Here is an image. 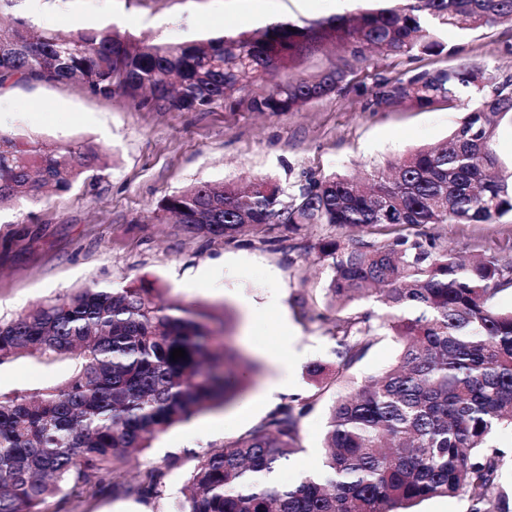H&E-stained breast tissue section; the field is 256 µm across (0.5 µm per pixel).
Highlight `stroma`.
Returning <instances> with one entry per match:
<instances>
[{"label":"stroma","mask_w":512,"mask_h":512,"mask_svg":"<svg viewBox=\"0 0 512 512\" xmlns=\"http://www.w3.org/2000/svg\"><path fill=\"white\" fill-rule=\"evenodd\" d=\"M374 0H0V22L25 21L37 30L70 34L109 28L157 43L199 42L252 31L275 22L303 23L347 16ZM440 38L459 57L512 74V24L485 31L443 29ZM323 53L298 60L264 81L203 112L158 111L129 99L88 95L75 84H20L0 92V133L45 146L91 142L104 148L95 179L38 201L0 207V318L28 312L46 299L96 286L120 287L145 278L165 301L209 307L225 318L221 343L258 364L255 383L226 408L192 417L159 435L124 466L127 480L161 467L166 490L145 504L100 496L70 503L68 512H174L185 481L203 453L235 440L271 412L264 394L277 371L268 357L286 328L296 332L298 358L289 383L314 394L309 364L336 361L330 335L336 310L325 299L329 271L314 249L326 229L312 226L280 240L279 230L246 229L237 241L187 235L156 218L159 202L200 183L247 185L263 177L288 186L302 173L367 174L416 148L445 140L462 106L366 110L363 92L377 82L410 75L422 65L397 57L361 64L341 95L299 112H254L253 97L298 75L318 74ZM428 232L470 258L512 247V217L497 224H442ZM312 295L301 316L296 301ZM76 360L21 358L0 366V393L60 383ZM335 389H328L301 420L300 451L277 474L295 483L320 460Z\"/></svg>","instance_id":"35a3bbf8"}]
</instances>
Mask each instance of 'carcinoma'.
Listing matches in <instances>:
<instances>
[{"instance_id": "cac0c4a2", "label": "carcinoma", "mask_w": 512, "mask_h": 512, "mask_svg": "<svg viewBox=\"0 0 512 512\" xmlns=\"http://www.w3.org/2000/svg\"><path fill=\"white\" fill-rule=\"evenodd\" d=\"M512 21V0H401L353 18L273 23L192 43L133 40L108 29L70 37L33 34L23 22L0 25V90L30 79L79 85L87 94L125 96L138 106L201 112L268 72L323 48L336 62L250 101L254 112H300L345 90L373 56L410 61L446 55L436 28L490 29ZM470 105L448 139L374 170L368 181L334 173L307 177L287 193L259 178L242 191L208 183L158 206L189 234L235 240L247 226L294 234L327 224L361 235L321 239L326 296L342 312L357 296L381 292L385 312L336 317V367L308 366L319 384L339 382L381 336L398 345L396 362L336 394L323 457L293 485L275 480L299 444V423L317 393L279 405L258 426L199 457L176 512H410L433 497L463 495L469 512H512L503 490L505 453L490 445L512 428V310L490 298L512 286V255L482 252L465 261L427 234L439 224H496L512 216V182L493 150L512 116V75L460 62L385 80L374 105L430 109ZM94 144L45 151L0 135V205L35 201L47 187L67 191L101 161ZM213 315L164 303L140 279L58 295L0 320V365L22 357L75 358L64 382L0 393V512H63L62 504L105 492L142 502L165 492L156 467L126 479L131 452L172 426L224 408L253 381L227 369L235 355L214 342ZM182 348L186 356L172 360Z\"/></svg>"}]
</instances>
